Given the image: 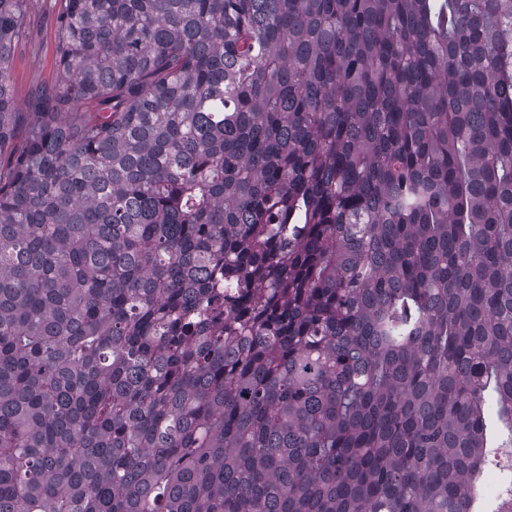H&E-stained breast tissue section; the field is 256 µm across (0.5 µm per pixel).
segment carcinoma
<instances>
[{
  "label": "carcinoma",
  "mask_w": 512,
  "mask_h": 512,
  "mask_svg": "<svg viewBox=\"0 0 512 512\" xmlns=\"http://www.w3.org/2000/svg\"><path fill=\"white\" fill-rule=\"evenodd\" d=\"M0 0V512H475L512 447V0ZM63 8V0L30 1L31 35L16 46L11 67L14 97L22 108L36 87L55 83L57 25ZM485 417L487 423L488 446H497L501 442V439L503 438L502 435L506 433V430L498 419L497 406L492 395H489L487 398V403L485 405ZM487 462L481 478V501L480 506L484 511H492L495 507L496 485L502 482L503 468L507 459L501 455L500 448H486ZM496 453V454H495Z\"/></svg>",
  "instance_id": "1"
}]
</instances>
